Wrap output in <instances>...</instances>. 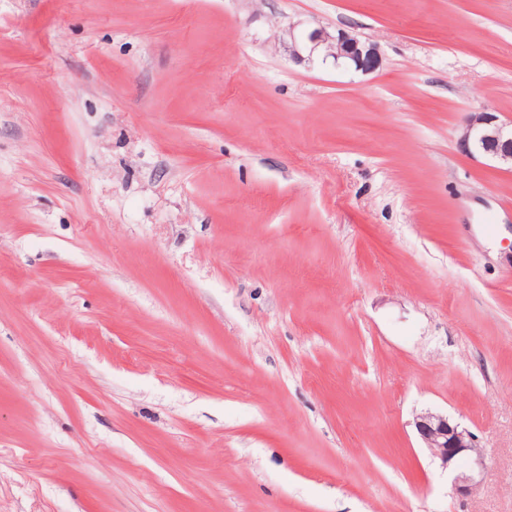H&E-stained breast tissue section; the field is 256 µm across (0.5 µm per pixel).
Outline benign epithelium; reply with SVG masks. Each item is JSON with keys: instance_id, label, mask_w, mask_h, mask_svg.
Instances as JSON below:
<instances>
[{"instance_id": "7a95c632", "label": "benign epithelium", "mask_w": 512, "mask_h": 512, "mask_svg": "<svg viewBox=\"0 0 512 512\" xmlns=\"http://www.w3.org/2000/svg\"><path fill=\"white\" fill-rule=\"evenodd\" d=\"M281 45L298 62L330 61L346 71L367 72L378 64L376 47L344 30L334 33L312 21L298 30L292 25L284 31ZM465 148L473 147L492 158L512 165V124H499L485 113L471 115L462 134ZM415 428L432 455L441 463L460 464L463 459L479 465L478 448L474 436L466 428L451 421L448 416L424 412L415 417ZM477 486L471 467L460 469L455 490L470 494Z\"/></svg>"}]
</instances>
